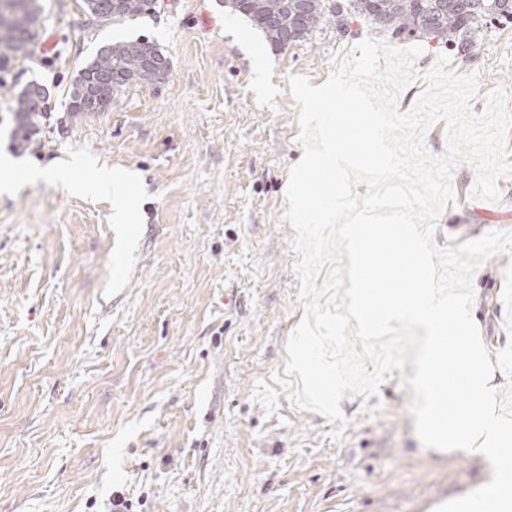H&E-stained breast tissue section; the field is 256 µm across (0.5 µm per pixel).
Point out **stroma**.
<instances>
[{
    "instance_id": "obj_1",
    "label": "stroma",
    "mask_w": 512,
    "mask_h": 512,
    "mask_svg": "<svg viewBox=\"0 0 512 512\" xmlns=\"http://www.w3.org/2000/svg\"><path fill=\"white\" fill-rule=\"evenodd\" d=\"M41 4L35 55L0 50V158L17 175L0 190V512H108L117 492L132 512H492L479 458L421 443L404 372L369 399L345 397L338 437L272 380L303 316L283 220L303 155L288 79L321 85L375 29L328 25L279 50L222 0H157L109 23L82 0ZM136 39L168 58V76L124 86L103 111H70L98 50ZM255 45L272 61L261 79ZM422 48L417 71L477 74L478 114L512 77V27L487 33L468 64L436 41ZM31 81L47 109L24 142L16 97ZM32 168L79 183L107 171L125 187L25 180ZM474 182L455 171L438 246L512 231V173L495 202L472 198ZM511 262L496 255L473 278L493 353L512 339L500 279Z\"/></svg>"
}]
</instances>
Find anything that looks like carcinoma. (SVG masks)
<instances>
[{"label": "carcinoma", "mask_w": 512, "mask_h": 512, "mask_svg": "<svg viewBox=\"0 0 512 512\" xmlns=\"http://www.w3.org/2000/svg\"><path fill=\"white\" fill-rule=\"evenodd\" d=\"M301 2L299 41L305 42L326 25L337 32H348V24L362 20L393 39H434L448 46L461 61L475 57L479 40L491 28L512 23V0H224L233 11L244 9L246 18L268 38L270 44L284 48V32L294 15L295 2ZM38 0H0V48L13 55H29L39 39ZM155 45L145 40L109 44L76 77L70 92V110L84 112L85 92L91 80L117 89L129 81L151 83L153 77L142 70L145 48ZM43 89L31 84L18 96L16 109L19 130L26 138L35 133L33 119L38 117L33 103Z\"/></svg>", "instance_id": "carcinoma-1"}]
</instances>
